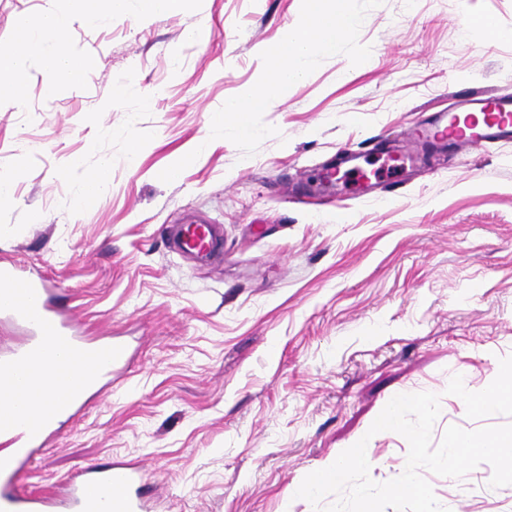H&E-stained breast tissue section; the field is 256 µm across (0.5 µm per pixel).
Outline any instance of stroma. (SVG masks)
<instances>
[{
  "label": "stroma",
  "instance_id": "35a3bbf8",
  "mask_svg": "<svg viewBox=\"0 0 512 512\" xmlns=\"http://www.w3.org/2000/svg\"><path fill=\"white\" fill-rule=\"evenodd\" d=\"M341 6L357 19L344 42L242 134L210 115L262 79L264 47L303 24L307 0L74 20L93 68L49 93L31 64L0 109V173L15 177L0 261L48 275L91 335L131 354L121 390L62 429L21 491L135 460L157 512H314L293 488L360 439L371 479L403 472L407 440L368 433L394 396H439L436 443L451 425L512 423V405L474 414L454 394L484 393L512 361V142L432 151L395 197L319 183L337 152L369 159L459 92L504 87L512 40L471 21L512 30V0ZM104 160L108 190L78 204L79 174ZM304 192L313 203L290 202ZM190 215L221 224L222 257L173 248L168 227ZM491 476L424 474L448 512H512V485Z\"/></svg>",
  "mask_w": 512,
  "mask_h": 512
}]
</instances>
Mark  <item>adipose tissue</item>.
Returning a JSON list of instances; mask_svg holds the SVG:
<instances>
[{
    "instance_id": "obj_1",
    "label": "adipose tissue",
    "mask_w": 512,
    "mask_h": 512,
    "mask_svg": "<svg viewBox=\"0 0 512 512\" xmlns=\"http://www.w3.org/2000/svg\"><path fill=\"white\" fill-rule=\"evenodd\" d=\"M130 1L72 0V13L49 6L36 17L22 18L12 43L0 47V105H14L22 99L33 60L41 66L47 89L61 81L76 82L85 74L88 58L74 52L67 40L72 16L90 23L110 20L126 15ZM354 23L338 0H309L303 24L265 48L269 68L264 82L243 96L226 100L223 110L213 113L212 125L244 131L250 113L271 111L288 86L306 76L311 58L334 53Z\"/></svg>"
}]
</instances>
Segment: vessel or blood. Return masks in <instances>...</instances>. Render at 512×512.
Listing matches in <instances>:
<instances>
[{
    "label": "vessel or blood",
    "mask_w": 512,
    "mask_h": 512,
    "mask_svg": "<svg viewBox=\"0 0 512 512\" xmlns=\"http://www.w3.org/2000/svg\"><path fill=\"white\" fill-rule=\"evenodd\" d=\"M448 142L480 149L512 141V93L477 90L456 98L454 106L425 118L408 139L407 154L416 158L428 142ZM180 249L205 258L212 254L219 227L176 225ZM0 321L24 335L23 342L0 355V395L9 411L0 416V512H151L153 501L139 462L116 460L85 468L80 477L51 493H23L17 479L90 398L111 387L129 350L118 340L86 336L78 320L58 301L51 282L14 261L0 262ZM82 374H75V364ZM68 389L65 400L45 399L49 384Z\"/></svg>",
    "instance_id": "b4317fda"
}]
</instances>
